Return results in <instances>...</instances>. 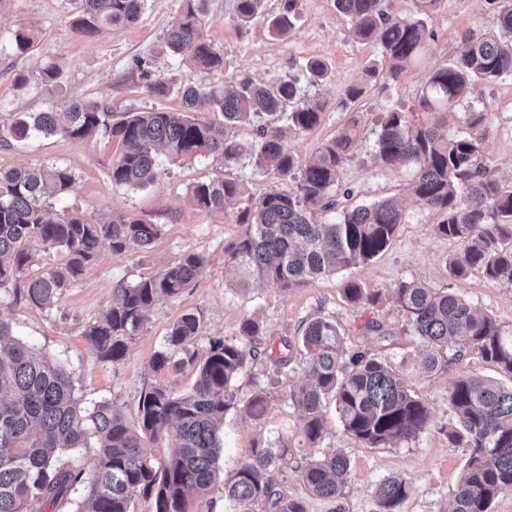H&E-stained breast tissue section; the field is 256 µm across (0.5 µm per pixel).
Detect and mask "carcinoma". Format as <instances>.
I'll use <instances>...</instances> for the list:
<instances>
[{
  "instance_id": "obj_1",
  "label": "carcinoma",
  "mask_w": 512,
  "mask_h": 512,
  "mask_svg": "<svg viewBox=\"0 0 512 512\" xmlns=\"http://www.w3.org/2000/svg\"><path fill=\"white\" fill-rule=\"evenodd\" d=\"M184 2L167 30V50L177 55L191 49L194 63L206 74L223 68L224 56L202 30L201 0ZM297 2L284 0L281 13L269 21L273 35L292 31ZM491 2L497 4L492 29L469 36L459 56L430 73L419 98L423 111L451 110L476 78L495 82L512 75V0ZM435 3L419 0V16L408 19L389 14L386 0H335L354 36L382 48L393 79L421 56ZM80 4L72 26L82 35L130 25L142 10V0ZM262 4L236 0L238 21L251 22ZM35 43L27 27L14 31L18 53H30ZM139 70L147 93H168L167 83L153 78L151 70ZM179 96L178 112L129 109L115 122L108 104L67 100L57 111L17 115L0 127V141L22 142L36 135L78 143L115 140L119 152L110 178L133 187L155 180L161 152L171 160L214 156L228 163L251 155L259 171L289 179L294 188L272 187L247 199L237 181L218 176L190 189L200 210L230 208L236 214L242 230L224 244V256L241 271L244 283L258 277L284 289L309 285L365 264L390 245L403 222L390 199L345 208L332 223L320 221L319 214L338 205V175L356 130L327 141L308 164L298 166L283 142L280 120L300 132L311 130L320 123L325 103L302 96L295 81L257 82L243 76L222 87L183 86ZM261 114L268 121L258 128L257 139L251 144L238 139L236 131ZM480 152L479 137L448 138L436 126L416 122L410 112L394 109L380 122L374 159L414 169L418 202L443 214L436 234L460 245L449 261L452 276L479 270L491 281L512 285V185L491 176L479 161ZM73 187L74 176L62 167L0 171V292L13 300L52 309L104 246L116 254L144 251L160 236L162 225L140 218L116 214L103 222L86 221L67 204ZM50 251L63 253L66 262L26 278L35 255ZM206 263L204 255L187 251L161 272L117 289L103 318L84 332L98 358L120 362L149 309L191 288ZM392 294L414 335L427 346L424 372L448 364L450 354L474 351L512 375V336L495 317L477 312L449 288L436 290L415 280L399 281ZM343 297L353 307L381 302L380 294L354 281L345 284ZM199 335L193 313L172 323L166 346L154 353L150 365L156 372L193 368L196 379L181 394L162 382L145 388L135 418L127 422L107 401H83L71 370L12 337L10 325L0 319V512H57L66 501L73 504L72 512H129L137 495L152 499L154 512H194L193 503L206 500L215 483L227 413L236 408L259 419L267 411V385L254 380L245 398L237 388L248 364L260 356L281 375L302 359L306 381L290 388L287 400L300 413V435L309 448L323 437L329 399L343 431L368 448L408 445L430 424L427 406L394 363L345 346L332 315L304 323L294 339L278 348L262 345L260 325L252 318L241 323L238 340L209 339L201 358L194 349ZM448 404L455 415L448 445L468 453L448 512H491L494 500L512 490V385L461 375L449 385ZM71 448L96 449L90 478L62 459ZM350 468L343 452L300 458L286 438L255 443L224 480V499L234 512H306L302 499L277 488L272 473H290L309 494L336 499L348 484ZM80 486L86 493L73 497ZM408 496L404 479L382 480L374 490L377 512H399Z\"/></svg>"
}]
</instances>
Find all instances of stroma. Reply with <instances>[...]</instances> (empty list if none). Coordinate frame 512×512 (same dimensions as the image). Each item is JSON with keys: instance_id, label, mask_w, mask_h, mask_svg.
Masks as SVG:
<instances>
[{"instance_id": "stroma-1", "label": "stroma", "mask_w": 512, "mask_h": 512, "mask_svg": "<svg viewBox=\"0 0 512 512\" xmlns=\"http://www.w3.org/2000/svg\"><path fill=\"white\" fill-rule=\"evenodd\" d=\"M77 0H0V125H8L20 112H43L70 99H97L114 109L177 111L178 89L187 84L221 85L246 74L271 82L297 79L306 97L325 102L320 124L298 133L285 130V143L299 162H306L326 141L344 128L356 126L357 140L340 171V189L351 190L353 204L382 198L397 201L403 213L391 244L371 261L338 272L310 285L284 289L252 282L242 285L224 257V244L240 227L235 214L201 211L188 201L191 187L218 174L242 183L248 194L260 196L270 188L289 189L290 184L272 173H259L251 158L225 163L213 157L173 161L161 158L157 177L140 188L113 184L110 164L116 145L104 140L77 143L59 136H40L22 142L0 144V169L61 166L75 177L70 205L88 221L112 214L137 216L162 225V235L150 249L120 254L102 248L97 262L67 288L58 305L39 310L9 296L0 297V319L12 325L14 335L74 372L76 388L87 402L106 400L125 418H133L142 390L153 382L180 393L196 374L154 372L150 360L165 340L170 324L182 314H195L201 327L196 348L205 351L211 337H237L245 318L262 325L267 341L294 337L302 323L331 314L346 332V343L364 349L380 348L363 331L366 322H382L391 334L384 349L406 378L411 389L426 402L431 424L408 445L367 448L345 434L335 409L327 411V429L318 452H346L351 462L350 480L341 497L327 500L308 495L294 479L283 483L289 496L304 500L306 512H376L374 488L385 478H405L410 493L400 512H448L466 462V451L448 445L447 431L455 417L448 405V386L461 375L497 377L494 365L478 353L450 359L446 368L423 373L426 349L410 330L407 319L391 302L392 288L402 280L416 279L435 289L454 292L477 308L492 314L506 334H512V286L489 281L478 271L453 277L448 261L460 250L457 242L437 235L435 224L442 215L419 203L412 193L414 172L392 167L373 158L379 122L395 108L412 111L416 121L439 125L448 137L475 134L482 139V154L492 174L512 183V76L488 83L475 81L469 92L450 111L426 112L419 96L429 74L445 67L465 47L469 35L492 26L488 0H438L429 21V36L419 61L410 63L398 79L386 78L379 45L357 41L351 22L337 11L334 0H298L299 19L288 36H273L270 17L278 14L282 0H265L264 14L242 25L235 14V0H204L203 28L224 57L222 70L201 73L189 55L171 56L164 36L179 15L183 0H145L138 21L112 27L94 36L77 33L71 21ZM35 28L39 39L31 53L17 54L12 36L19 25ZM317 58L328 68L326 79L315 80L304 69ZM56 64V85L43 86L39 73ZM149 66L169 86L162 97L147 94L140 86L139 65ZM364 92L354 102L344 99L348 87ZM485 116L482 126L468 124L470 113ZM203 254L207 264L196 280L177 299L158 303L149 313L140 335L128 346L120 362L100 361L84 337L86 326L111 305L117 288L154 274L174 263L184 252ZM356 281L381 293L384 302L354 308L342 296L345 282ZM301 370L289 372L271 391L265 415L258 420L231 410L224 419V450L218 460L219 481L209 497V512H227L224 475L234 471L253 442L277 437L295 438L301 428L299 412L287 402L288 389L301 382Z\"/></svg>"}]
</instances>
